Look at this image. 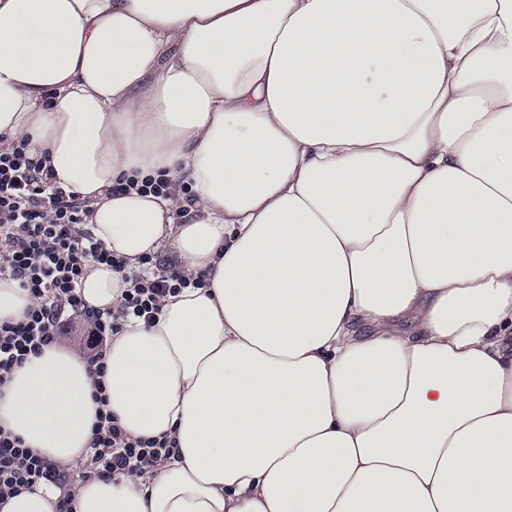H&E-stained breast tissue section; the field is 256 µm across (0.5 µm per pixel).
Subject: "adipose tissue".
Segmentation results:
<instances>
[{
    "label": "adipose tissue",
    "instance_id": "adipose-tissue-1",
    "mask_svg": "<svg viewBox=\"0 0 512 512\" xmlns=\"http://www.w3.org/2000/svg\"><path fill=\"white\" fill-rule=\"evenodd\" d=\"M21 139L128 270L206 275L105 357L108 410L175 455L73 512H512V0H0ZM126 288L95 263L80 295ZM97 409L60 343L0 388L67 466Z\"/></svg>",
    "mask_w": 512,
    "mask_h": 512
}]
</instances>
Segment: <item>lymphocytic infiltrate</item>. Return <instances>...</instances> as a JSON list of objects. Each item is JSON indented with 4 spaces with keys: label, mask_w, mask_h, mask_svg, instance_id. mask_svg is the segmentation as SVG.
<instances>
[{
    "label": "lymphocytic infiltrate",
    "mask_w": 512,
    "mask_h": 512,
    "mask_svg": "<svg viewBox=\"0 0 512 512\" xmlns=\"http://www.w3.org/2000/svg\"><path fill=\"white\" fill-rule=\"evenodd\" d=\"M88 216L84 201L48 181L42 160L29 155L26 142L0 150V279L17 282L33 300L22 320L0 322L1 387L17 366L70 335L77 324L86 336L89 371L103 376L107 343L123 321L131 316L152 321L168 296L203 286V274L146 256L130 274L131 286L115 309L102 312L86 306L78 287L88 266L105 263L120 270L125 265L94 237ZM94 398L102 408L81 480L136 479L170 459L173 441L131 437L104 410L103 387H96ZM71 476L70 470L33 454L20 437L0 426L1 502L42 483L70 489Z\"/></svg>",
    "instance_id": "obj_1"
}]
</instances>
